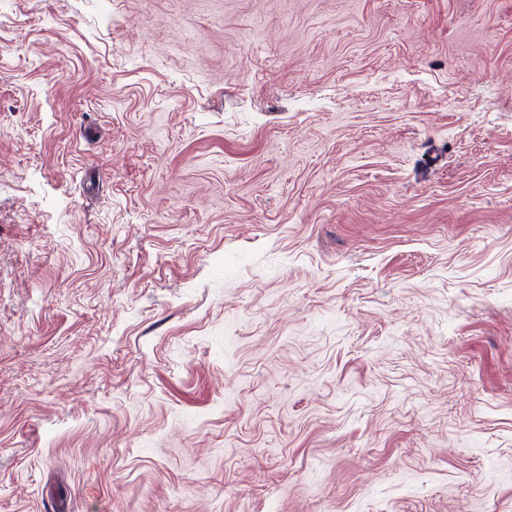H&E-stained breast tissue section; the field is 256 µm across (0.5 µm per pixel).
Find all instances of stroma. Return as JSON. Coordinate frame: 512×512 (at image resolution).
I'll return each mask as SVG.
<instances>
[{
	"mask_svg": "<svg viewBox=\"0 0 512 512\" xmlns=\"http://www.w3.org/2000/svg\"><path fill=\"white\" fill-rule=\"evenodd\" d=\"M0 512H512V0H0Z\"/></svg>",
	"mask_w": 512,
	"mask_h": 512,
	"instance_id": "stroma-1",
	"label": "stroma"
}]
</instances>
